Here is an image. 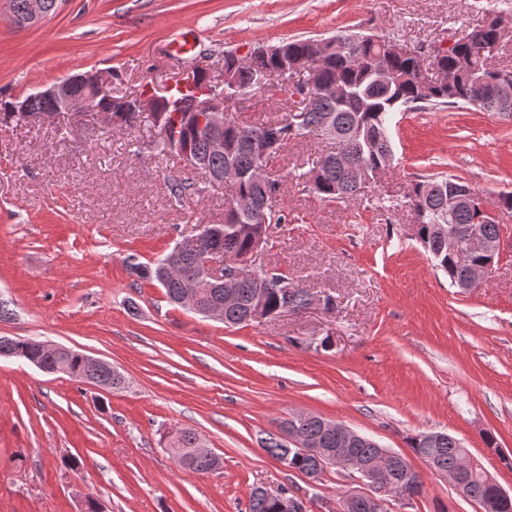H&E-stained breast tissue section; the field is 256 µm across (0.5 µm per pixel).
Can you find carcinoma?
I'll return each instance as SVG.
<instances>
[{
  "label": "carcinoma",
  "instance_id": "carcinoma-1",
  "mask_svg": "<svg viewBox=\"0 0 512 512\" xmlns=\"http://www.w3.org/2000/svg\"><path fill=\"white\" fill-rule=\"evenodd\" d=\"M495 37L494 30L481 25L459 53L443 55L437 48L429 51L432 66L453 70L458 74L456 84L448 88L433 81L425 69L424 60L414 53L405 57L394 56L378 42L362 40L352 43L345 39V35L337 34L325 39V57L319 77L307 85V91L315 101L312 111L299 112L295 118L270 119L260 124L231 121L224 128V143L234 151L237 166L248 169L256 159L240 145L244 139L243 131L259 133L269 130L276 134L275 147L262 159V162L268 163L288 141L322 136L321 123L325 117L330 116L336 126V133L343 138L341 157H331L321 152L308 163L309 169L300 170L297 180L325 201L354 200L362 185L377 177L381 159L393 154L390 129L394 113L426 107L464 105L471 77H481L489 83L495 81L494 71L487 67V57L480 54L481 44ZM283 63L284 59L275 56L246 57L234 62L240 87L248 93L264 91L267 85L258 84L259 79L265 76V72H273ZM333 83L336 84L334 96L329 93V86ZM477 111L512 115V99L506 100L492 92ZM180 137L187 142L191 152L208 158V165L214 172H224L227 164L225 156L211 152L206 139L189 129L180 131ZM448 180L449 177L441 175L413 183L408 202L418 220L416 231L422 247L431 255L436 268L446 273L455 286L468 282L473 268L482 265L484 256L471 252L461 260L448 254L443 234L458 233L469 226H475L482 229L485 236L497 239L500 236V224L490 222L468 209L448 213L440 195L442 184ZM233 189L251 197L255 207L250 213L241 216L224 213V223L218 225L223 233L217 235L212 242V249L219 260L246 254L258 243L264 247L269 240L268 234L262 233V227L266 225L267 210L275 206V200L261 186L248 181L239 182ZM167 259L165 255L153 263H133L129 271L142 280L158 282L168 299L177 303L195 284L200 255L181 253L175 273L162 279L160 266ZM263 288L266 309L273 316L280 315L286 309L297 312L308 305L310 293L304 288L297 287L285 297L273 277L263 281ZM257 289V284L251 280L240 283L237 288L238 303L224 307V326L234 327L246 323L245 316ZM0 355L36 359L47 369L54 368L57 363H65L70 369L71 378L77 381L84 382L89 376L98 373L116 388L123 385V377L117 370H97L80 353L69 348L54 356L42 355L26 339L0 337ZM322 423L323 418L318 416L305 421H287L288 427L312 437L320 454L334 455L336 449L344 447V444L337 433L323 428ZM194 439L195 432L191 430L181 429L169 433L166 441L168 454L180 467L194 473L205 474L218 469V457L195 453ZM260 443L276 460L288 458V468L291 470L309 477H316L324 471L316 455H289L287 445L270 433L260 438ZM411 445L417 455L446 471L456 469L464 453L460 441L445 432L433 439L427 438L425 432L416 434L411 437ZM351 451L387 471L394 485L392 496H401L413 488L418 491L422 489L421 476L417 472L412 475V486L402 483L405 471L410 468L406 459L402 456H386L384 449L377 447L373 440L366 438L353 446ZM466 493L481 505L483 512H512V501L504 503L499 500L495 488L487 482L483 467L479 464L468 474ZM286 498L288 495L285 489L271 499L256 489L251 493L249 512H282V503ZM339 502L343 505L342 512H385V506L375 505L365 495L351 502L342 495Z\"/></svg>",
  "mask_w": 512,
  "mask_h": 512
}]
</instances>
